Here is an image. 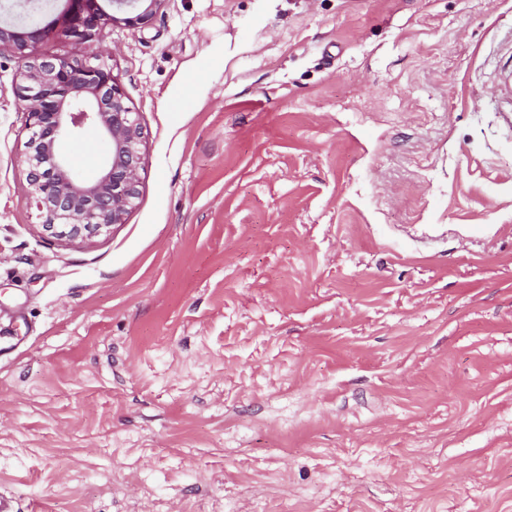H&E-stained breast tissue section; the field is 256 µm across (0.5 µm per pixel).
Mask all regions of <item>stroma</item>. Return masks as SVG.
Listing matches in <instances>:
<instances>
[{"label": "stroma", "instance_id": "1", "mask_svg": "<svg viewBox=\"0 0 512 512\" xmlns=\"http://www.w3.org/2000/svg\"><path fill=\"white\" fill-rule=\"evenodd\" d=\"M89 51L144 164L87 244L0 55V494L512 512V0H163Z\"/></svg>", "mask_w": 512, "mask_h": 512}]
</instances>
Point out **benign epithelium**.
Here are the masks:
<instances>
[{
	"label": "benign epithelium",
	"mask_w": 512,
	"mask_h": 512,
	"mask_svg": "<svg viewBox=\"0 0 512 512\" xmlns=\"http://www.w3.org/2000/svg\"><path fill=\"white\" fill-rule=\"evenodd\" d=\"M63 2L61 17L79 45L70 56L45 58L34 47L53 35V23L23 16L0 21V53L22 60L12 92L26 114L29 136L21 160L39 233L86 243L125 221L139 196L143 131L138 113L112 67L84 54L83 45L110 25L147 24L164 0H47ZM91 128L104 144L95 174L71 163L70 143Z\"/></svg>",
	"instance_id": "7a95c632"
}]
</instances>
